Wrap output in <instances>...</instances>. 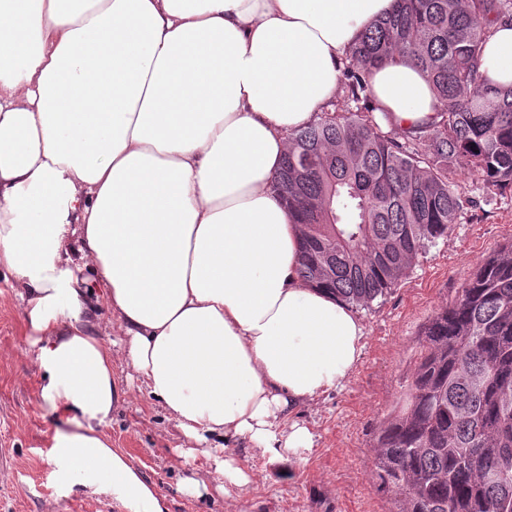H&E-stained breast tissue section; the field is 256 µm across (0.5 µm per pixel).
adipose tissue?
<instances>
[{"instance_id":"adipose-tissue-1","label":"adipose tissue","mask_w":512,"mask_h":512,"mask_svg":"<svg viewBox=\"0 0 512 512\" xmlns=\"http://www.w3.org/2000/svg\"><path fill=\"white\" fill-rule=\"evenodd\" d=\"M393 0H0V268L37 337L51 454L118 512H168L110 436L124 362L225 482L244 442L275 464L311 449L299 405L344 386L364 348L352 308L298 272L302 227L272 188L289 133L333 97L346 53ZM481 70L512 86V26ZM390 126L436 114L414 64L373 71ZM80 251L116 346L88 330ZM223 439L220 448L210 438ZM78 238L79 232L69 235L67 249L71 260L68 263H64L62 268L67 270L74 278H79L86 282L85 288H89L90 300L96 309L89 324L90 333L109 342L112 340V326L109 322L110 315L105 305L104 289L101 283L94 278L89 268L80 261V254L77 251L79 247Z\"/></svg>"}]
</instances>
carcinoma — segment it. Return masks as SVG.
I'll use <instances>...</instances> for the list:
<instances>
[{
  "instance_id": "1",
  "label": "carcinoma",
  "mask_w": 512,
  "mask_h": 512,
  "mask_svg": "<svg viewBox=\"0 0 512 512\" xmlns=\"http://www.w3.org/2000/svg\"><path fill=\"white\" fill-rule=\"evenodd\" d=\"M503 20L512 0H394L347 51L355 108L290 133L272 185L303 227V279L368 305L457 223L466 200L449 171L459 159L490 185L512 184V87L480 72ZM401 61L425 73L437 100L436 119L414 134L385 132L373 116L372 71ZM376 448L399 512H512V244L430 319Z\"/></svg>"
}]
</instances>
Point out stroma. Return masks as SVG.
<instances>
[{
	"label": "stroma",
	"mask_w": 512,
	"mask_h": 512,
	"mask_svg": "<svg viewBox=\"0 0 512 512\" xmlns=\"http://www.w3.org/2000/svg\"><path fill=\"white\" fill-rule=\"evenodd\" d=\"M451 176L466 200L457 223L389 293L357 307L365 327L362 357L343 388L295 412L314 444L288 471L237 448L233 455L250 475L248 485L228 486L212 473L200 494L183 493L191 471L179 454L191 442L145 385L130 382L127 402L113 413L112 442L166 496L170 512H396L393 493L375 472L376 433L411 381L423 327L457 298L471 272L512 243V188L487 185L462 161ZM78 247L77 235H70L64 268L89 290L91 334L111 340L104 289L80 261ZM33 336L13 277L1 268L0 448L8 449L10 465L0 477V512H113L111 495H90L78 486L65 491L52 468L53 437L65 422L39 397L44 371Z\"/></svg>",
	"instance_id": "obj_1"
}]
</instances>
